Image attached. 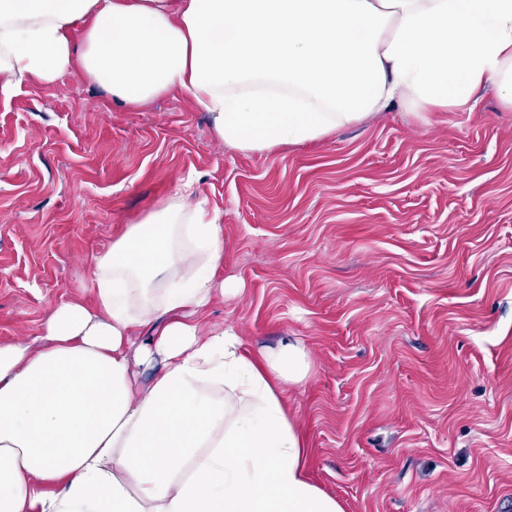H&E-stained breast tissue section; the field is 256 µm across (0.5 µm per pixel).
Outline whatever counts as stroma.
<instances>
[{
  "mask_svg": "<svg viewBox=\"0 0 512 512\" xmlns=\"http://www.w3.org/2000/svg\"><path fill=\"white\" fill-rule=\"evenodd\" d=\"M194 178L224 225L210 325L299 339L288 413L345 512H512V111L396 107L244 153L184 94L139 109L67 75L0 95V343Z\"/></svg>",
  "mask_w": 512,
  "mask_h": 512,
  "instance_id": "obj_1",
  "label": "stroma"
}]
</instances>
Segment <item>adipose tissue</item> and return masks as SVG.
Segmentation results:
<instances>
[{
  "label": "adipose tissue",
  "instance_id": "ef3b65f1",
  "mask_svg": "<svg viewBox=\"0 0 512 512\" xmlns=\"http://www.w3.org/2000/svg\"><path fill=\"white\" fill-rule=\"evenodd\" d=\"M70 73L128 107L184 93L263 152L396 104L512 109V0H0V92ZM223 264L220 214L179 196L0 343V512H344L288 415L302 344L253 353L203 318Z\"/></svg>",
  "mask_w": 512,
  "mask_h": 512
}]
</instances>
